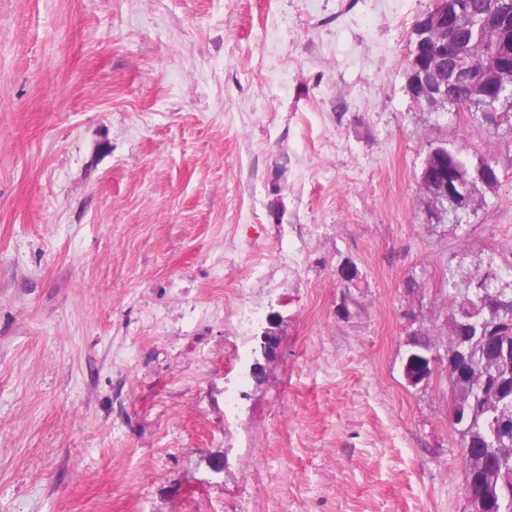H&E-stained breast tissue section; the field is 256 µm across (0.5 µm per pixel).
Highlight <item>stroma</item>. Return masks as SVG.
<instances>
[{"label":"stroma","mask_w":512,"mask_h":512,"mask_svg":"<svg viewBox=\"0 0 512 512\" xmlns=\"http://www.w3.org/2000/svg\"><path fill=\"white\" fill-rule=\"evenodd\" d=\"M434 4L0 0V512H468L447 277L512 250V113L410 98ZM439 144L499 171L458 226ZM448 151V165L454 168L460 175H471L478 164L487 163L495 171V178L485 184H478V191L483 188L492 192L499 183V174L496 165L489 157H480L477 162L466 159L460 150L449 149L446 146H436ZM432 148V149H434ZM454 170H446L442 157L434 150L430 151L422 166L420 174V186L424 196L432 203L430 219L435 220L441 211L443 214L452 211L467 213L472 205V185L466 178L461 177ZM453 213V212H452ZM459 213H453L458 218ZM427 350L433 351V344L430 339L426 336L415 339L411 343L410 349L406 352L404 357L403 365L408 356L412 355V358H415L418 355H426ZM430 361V371L427 370L426 367L422 365H414L412 367L409 366V361H407L403 367L404 376L407 382L413 386L418 385L423 382L431 373L432 363L434 361V355L431 353L428 357H426Z\"/></svg>","instance_id":"35a3bbf8"}]
</instances>
